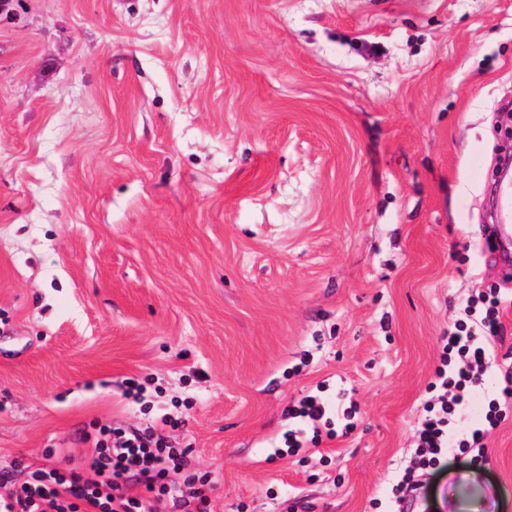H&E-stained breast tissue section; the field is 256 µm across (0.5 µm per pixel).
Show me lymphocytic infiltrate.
I'll return each mask as SVG.
<instances>
[{"label": "lymphocytic infiltrate", "mask_w": 512, "mask_h": 512, "mask_svg": "<svg viewBox=\"0 0 512 512\" xmlns=\"http://www.w3.org/2000/svg\"><path fill=\"white\" fill-rule=\"evenodd\" d=\"M511 304L495 292L479 294L443 337L430 384L434 395L423 405L416 448L391 488L390 505H401L406 492L419 490L418 472L435 465L448 449L472 451L477 461H485L484 440L499 426L502 405L512 402L511 375L498 390L486 387L494 365L489 348L501 338V313ZM477 394L483 399V426L460 427L464 405ZM355 413L319 395H304L289 407L288 416L298 425L283 434L279 445L293 455L321 438L348 436ZM178 425L166 414L135 428L100 426L84 468L39 466L20 458L1 464L0 512H211L210 476L193 471L190 446L172 439Z\"/></svg>", "instance_id": "lymphocytic-infiltrate-1"}]
</instances>
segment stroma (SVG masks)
Listing matches in <instances>:
<instances>
[{
	"mask_svg": "<svg viewBox=\"0 0 512 512\" xmlns=\"http://www.w3.org/2000/svg\"><path fill=\"white\" fill-rule=\"evenodd\" d=\"M14 9L0 462L80 465L93 425L144 422L134 377L180 419L213 512H383L441 336L479 292L512 296L489 236L512 0ZM318 389L355 430L268 457ZM485 445L449 449L413 512H512V408Z\"/></svg>",
	"mask_w": 512,
	"mask_h": 512,
	"instance_id": "1",
	"label": "stroma"
}]
</instances>
